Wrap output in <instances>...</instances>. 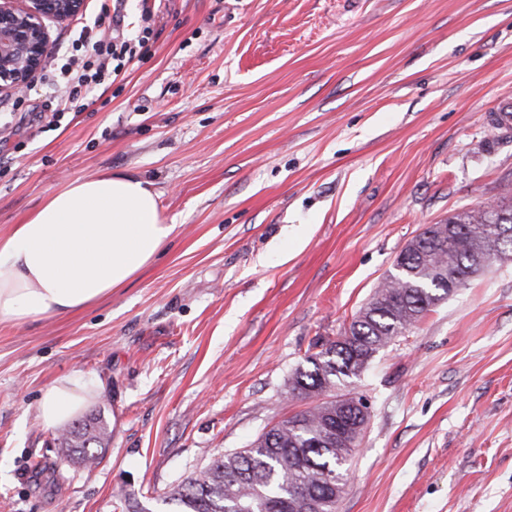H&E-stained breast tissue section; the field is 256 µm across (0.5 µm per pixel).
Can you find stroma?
I'll use <instances>...</instances> for the list:
<instances>
[{
    "mask_svg": "<svg viewBox=\"0 0 512 512\" xmlns=\"http://www.w3.org/2000/svg\"><path fill=\"white\" fill-rule=\"evenodd\" d=\"M148 55L59 123L55 63L0 95V236L78 179L153 183L176 229L111 298L0 324V512H168L165 492L303 409L288 379L427 224L512 198V0H124ZM98 380L112 440L64 462L44 390ZM337 512H512V260L382 348Z\"/></svg>",
    "mask_w": 512,
    "mask_h": 512,
    "instance_id": "1",
    "label": "stroma"
}]
</instances>
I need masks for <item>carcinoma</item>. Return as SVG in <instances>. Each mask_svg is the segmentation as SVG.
Listing matches in <instances>:
<instances>
[{"instance_id": "obj_1", "label": "carcinoma", "mask_w": 512, "mask_h": 512, "mask_svg": "<svg viewBox=\"0 0 512 512\" xmlns=\"http://www.w3.org/2000/svg\"><path fill=\"white\" fill-rule=\"evenodd\" d=\"M459 227L439 238L427 228L400 253L392 276L362 307L350 335L329 341L306 357L289 380L292 398L326 400L273 424L249 448L216 457L199 474L173 488L165 501L175 512H302L307 500L336 512L348 478L347 464L362 437L363 398L348 387L375 354L416 324L470 278L472 261L487 249L496 224L512 225V203L490 211L463 210ZM112 438L104 412L68 424L55 441L64 460L92 467Z\"/></svg>"}]
</instances>
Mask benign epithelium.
I'll return each mask as SVG.
<instances>
[{
	"mask_svg": "<svg viewBox=\"0 0 512 512\" xmlns=\"http://www.w3.org/2000/svg\"><path fill=\"white\" fill-rule=\"evenodd\" d=\"M84 0H0V93L27 88L48 54L44 20L79 14Z\"/></svg>",
	"mask_w": 512,
	"mask_h": 512,
	"instance_id": "benign-epithelium-1",
	"label": "benign epithelium"
}]
</instances>
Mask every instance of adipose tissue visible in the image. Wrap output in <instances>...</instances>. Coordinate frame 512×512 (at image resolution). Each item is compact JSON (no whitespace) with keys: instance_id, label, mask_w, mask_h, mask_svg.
I'll list each match as a JSON object with an SVG mask.
<instances>
[{"instance_id":"adipose-tissue-1","label":"adipose tissue","mask_w":512,"mask_h":512,"mask_svg":"<svg viewBox=\"0 0 512 512\" xmlns=\"http://www.w3.org/2000/svg\"><path fill=\"white\" fill-rule=\"evenodd\" d=\"M153 184L130 174L79 179L0 236V324L71 313L111 297L150 266L171 238ZM81 375L56 379L37 407L58 430L94 401Z\"/></svg>"}]
</instances>
